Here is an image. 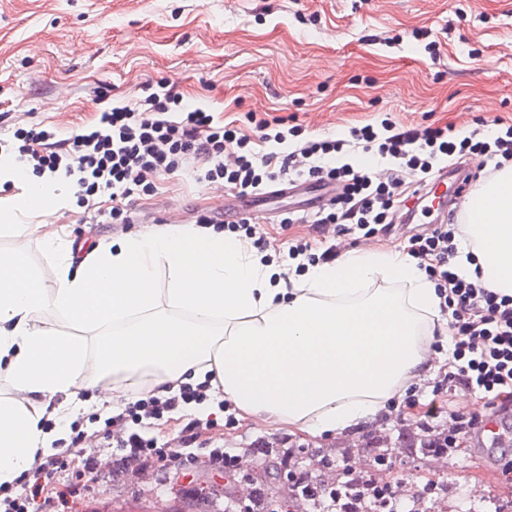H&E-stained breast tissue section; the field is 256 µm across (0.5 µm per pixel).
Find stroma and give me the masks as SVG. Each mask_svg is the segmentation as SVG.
Here are the masks:
<instances>
[{
	"instance_id": "1",
	"label": "stroma",
	"mask_w": 512,
	"mask_h": 512,
	"mask_svg": "<svg viewBox=\"0 0 512 512\" xmlns=\"http://www.w3.org/2000/svg\"><path fill=\"white\" fill-rule=\"evenodd\" d=\"M425 31L438 41V56L426 51ZM160 82L188 106L228 122L250 111L295 117L307 139L343 138L351 127L387 117L399 131L451 124L461 139L478 116L512 123V0H0V136L37 123L69 138L99 110ZM156 185L132 204L128 224L112 222L106 195L87 209L69 199L32 216L29 267L54 275L43 224L67 225L76 242L107 241L163 227L172 216L184 224L202 214L231 221L253 206L251 197L229 198L224 184L185 175L160 176ZM263 210L251 226L268 254L281 255L299 240L316 254L327 248L316 224L282 222L289 211L314 215L306 195L274 197ZM434 223L428 214L372 238L358 231L344 246L401 250ZM447 371L440 366L414 388L405 424L387 407L354 440L271 433L223 408L205 418L177 410L151 434L169 445L194 426L193 462L178 455L117 474L95 429L80 447L61 449L66 464L48 492L60 495L58 512H234L257 488L266 502L292 503L288 473L297 470L328 483L364 477L391 484L414 497L419 512H512V448L497 433L471 434L446 454L422 448L428 435L446 434L449 412L489 426L511 418L487 400L471 404L461 387L438 391ZM218 446L233 454L229 466L210 457ZM302 447L307 455H299ZM381 454L384 469L375 466ZM90 455L96 467L83 468ZM435 482L445 484L444 494H427Z\"/></svg>"
}]
</instances>
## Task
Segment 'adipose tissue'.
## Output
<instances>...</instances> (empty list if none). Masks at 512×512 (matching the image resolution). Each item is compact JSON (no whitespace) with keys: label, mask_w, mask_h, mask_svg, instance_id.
<instances>
[{"label":"adipose tissue","mask_w":512,"mask_h":512,"mask_svg":"<svg viewBox=\"0 0 512 512\" xmlns=\"http://www.w3.org/2000/svg\"><path fill=\"white\" fill-rule=\"evenodd\" d=\"M65 186L40 180L0 212L50 211ZM464 221L463 273L512 294V165L477 182ZM45 249L55 275L28 287L0 255L2 486L53 455L64 431L47 420L116 411L130 380L159 397L207 384L271 431L350 434L430 377L434 339L450 333L434 282L399 252L363 247L302 269L193 224L123 235L79 260L56 233Z\"/></svg>","instance_id":"ef3b65f1"}]
</instances>
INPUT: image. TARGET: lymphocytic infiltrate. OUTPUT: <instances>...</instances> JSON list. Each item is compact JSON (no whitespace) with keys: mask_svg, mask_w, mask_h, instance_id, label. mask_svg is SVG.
Returning a JSON list of instances; mask_svg holds the SVG:
<instances>
[{"mask_svg":"<svg viewBox=\"0 0 512 512\" xmlns=\"http://www.w3.org/2000/svg\"><path fill=\"white\" fill-rule=\"evenodd\" d=\"M247 120L253 131L224 123L203 108L184 106L180 92L164 87L98 112L92 125L71 138L57 139L55 132L39 126L18 128L5 147L24 173L64 179L83 206H92L96 195H109L112 220L119 224L129 221V201L154 192L157 176L189 168L197 182L221 181L243 195L276 181H334L343 191L316 213L314 222L331 228L336 237L393 223L407 186L425 185L450 157L477 158L482 171L512 164V125L493 129L482 118L462 139L446 126L397 133L387 119L378 129L370 124L350 128V137L365 150L388 159L382 170L338 163L343 140L303 139L302 125L287 119L269 120L252 112ZM269 142L280 144V151L260 152V145ZM464 239V226L452 214L446 223L411 237L407 251L434 281L440 310L454 329L449 385H463L506 405L512 403V295L459 272L453 259ZM207 399L203 387L189 384L167 398L143 395L105 419L103 437L110 440L117 462L160 461L168 448L145 432L144 421ZM312 502L320 512H409L391 486L371 479L353 491L343 484L313 495Z\"/></svg>","mask_w":512,"mask_h":512,"instance_id":"f902f5d3","label":"lymphocytic infiltrate"}]
</instances>
